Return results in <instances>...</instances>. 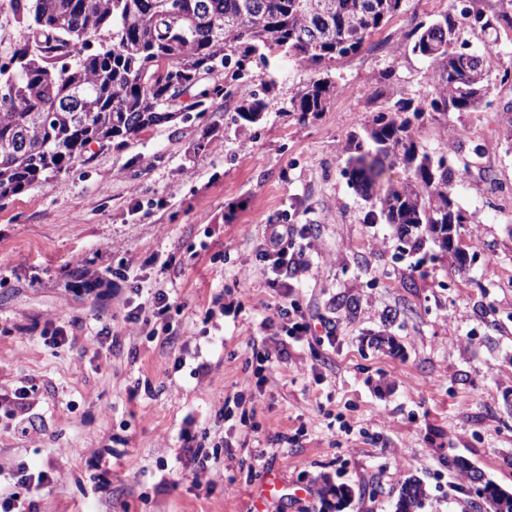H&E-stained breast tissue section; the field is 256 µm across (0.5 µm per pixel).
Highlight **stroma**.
<instances>
[{
	"label": "stroma",
	"instance_id": "1",
	"mask_svg": "<svg viewBox=\"0 0 512 512\" xmlns=\"http://www.w3.org/2000/svg\"><path fill=\"white\" fill-rule=\"evenodd\" d=\"M456 11L457 0H403L359 52L316 72L252 56L221 106L0 201V491L22 469L52 478L17 512H257L267 482L279 486L272 512H394L410 477L425 488L421 512H472L457 457L512 493V81L499 79L512 28L485 57V104L413 122L434 157L469 167L452 187L476 217L458 231L474 258L465 274L433 245L414 251L392 225L367 223L373 203L344 174L351 134L430 90L405 34ZM316 75L335 90L299 120L292 101ZM252 98L268 108L239 126ZM269 224L297 225L309 264L277 288L262 256ZM81 264L100 286L71 289ZM158 279L169 311L130 326L129 305ZM339 297L348 309H333ZM294 304L332 322L334 340L264 327ZM381 331L400 353L375 347ZM220 440L212 482H194L195 449ZM327 480L348 488L344 508L324 502Z\"/></svg>",
	"mask_w": 512,
	"mask_h": 512
}]
</instances>
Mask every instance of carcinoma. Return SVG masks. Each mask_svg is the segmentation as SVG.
<instances>
[{
    "mask_svg": "<svg viewBox=\"0 0 512 512\" xmlns=\"http://www.w3.org/2000/svg\"><path fill=\"white\" fill-rule=\"evenodd\" d=\"M26 31L24 44L0 61V201L48 183L76 163L89 164L92 145L110 148L181 114L183 96L199 88L192 108L206 112L230 95L214 91L230 65L242 67L260 49L284 50L297 63L317 67L358 52L401 8L403 0H6ZM459 15L472 33L493 47V35L512 27L506 11L487 14L464 7ZM450 14L414 27L412 51L428 59L432 76L426 99L414 112H469L489 90L483 55L459 42ZM335 86L313 79L293 100L306 118L324 111ZM267 103L253 99L237 108L238 122L254 123ZM405 105L378 113L366 138L348 146L349 183L360 196L376 198L367 222L395 226L398 237L427 238L453 257L454 271L466 262L448 241V222L473 224L450 192L463 175L419 142ZM403 166L407 177L384 179ZM486 512H512V493L491 480L483 487ZM425 489L406 479L398 502L418 512Z\"/></svg>",
    "mask_w": 512,
    "mask_h": 512,
    "instance_id": "obj_1",
    "label": "carcinoma"
}]
</instances>
